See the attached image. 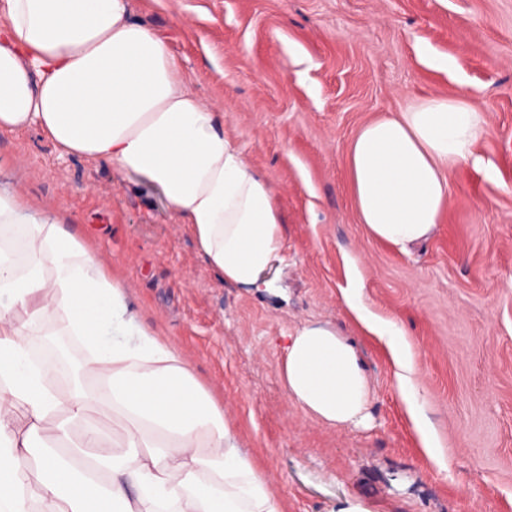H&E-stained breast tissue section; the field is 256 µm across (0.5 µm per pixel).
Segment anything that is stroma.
<instances>
[{"instance_id":"35a3bbf8","label":"stroma","mask_w":512,"mask_h":512,"mask_svg":"<svg viewBox=\"0 0 512 512\" xmlns=\"http://www.w3.org/2000/svg\"><path fill=\"white\" fill-rule=\"evenodd\" d=\"M191 88L270 183L285 230L267 288L224 283L160 192L61 154L38 129L0 133V186L83 234L222 400L287 512H512V0H131ZM444 58L447 68L435 66ZM468 94L487 128L449 175L433 236L408 250L355 216L358 130L414 98ZM400 324L442 462L421 448L385 344L351 289ZM327 323L370 380L367 419L332 428L288 399L284 336Z\"/></svg>"}]
</instances>
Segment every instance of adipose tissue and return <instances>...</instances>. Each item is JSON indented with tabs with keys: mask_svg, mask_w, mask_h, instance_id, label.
<instances>
[{
	"mask_svg": "<svg viewBox=\"0 0 512 512\" xmlns=\"http://www.w3.org/2000/svg\"><path fill=\"white\" fill-rule=\"evenodd\" d=\"M485 113L467 95L410 101L362 126L347 156L357 220L402 248L426 239L450 197L449 174L474 161ZM39 128L62 153L110 164L156 186L225 282L268 286L284 227L266 179L225 137L165 36L135 22L130 0H0V131ZM0 190V512H285L244 451L224 406L189 358L130 310L129 291L58 218ZM385 340L420 443L436 441L421 411L404 328L345 298ZM76 337L88 352L67 391L29 330ZM289 399L336 428L364 417L370 383L354 345L306 322L280 368ZM102 409L123 428L108 440L71 424Z\"/></svg>",
	"mask_w": 512,
	"mask_h": 512,
	"instance_id": "obj_1",
	"label": "adipose tissue"
}]
</instances>
